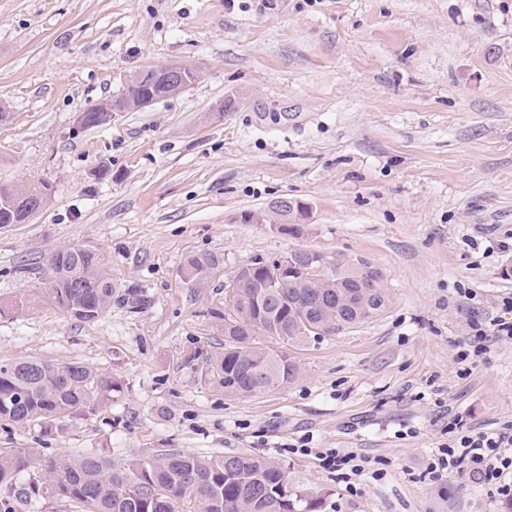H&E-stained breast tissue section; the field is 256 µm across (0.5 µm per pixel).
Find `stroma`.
I'll list each match as a JSON object with an SVG mask.
<instances>
[{
	"instance_id": "obj_1",
	"label": "stroma",
	"mask_w": 512,
	"mask_h": 512,
	"mask_svg": "<svg viewBox=\"0 0 512 512\" xmlns=\"http://www.w3.org/2000/svg\"><path fill=\"white\" fill-rule=\"evenodd\" d=\"M195 67L189 90L112 124L83 110L137 71ZM0 183L48 203L0 224V363L79 361L122 389L59 429L0 423V448L164 451L280 463L322 512H500L494 486L427 466L454 441L512 425V340L487 338L512 297V0H0ZM304 204L298 235L270 204ZM97 249L120 289L93 322L57 307L47 258ZM295 249L381 269L380 317L287 347L296 381L231 396L185 368L224 347L210 316L256 258ZM219 263L188 285L185 260ZM351 453L359 475L321 466Z\"/></svg>"
}]
</instances>
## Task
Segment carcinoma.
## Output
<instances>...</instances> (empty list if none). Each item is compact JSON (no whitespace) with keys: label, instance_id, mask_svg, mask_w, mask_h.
Masks as SVG:
<instances>
[{"label":"carcinoma","instance_id":"cac0c4a2","mask_svg":"<svg viewBox=\"0 0 512 512\" xmlns=\"http://www.w3.org/2000/svg\"><path fill=\"white\" fill-rule=\"evenodd\" d=\"M43 183L0 185V224L25 220V203L35 200ZM305 211L291 203L275 216L284 231H298ZM286 288L261 299L263 266L254 260L253 280L239 289L232 311L214 309L218 322L250 324L249 334L224 337V351L193 352L184 365L226 392L250 396L284 386L300 373L284 352L254 347L268 336L285 346L300 344L317 327L325 333L354 328L382 315L389 295L376 270L365 276L357 264L328 263L320 278L310 273L311 259L322 253L297 249ZM219 263L212 254L192 255L183 267L187 284L200 285ZM54 302L73 318L91 322L116 301L133 312L146 305L143 295L119 292L104 271L98 251L79 247L54 250L47 261ZM111 375L76 361L29 358L0 365V422L25 426L51 425L73 415L95 412L99 402L119 391ZM28 477L25 493L65 498L81 512H318L321 497L292 481L277 462L247 453L205 458L185 452L132 459L120 466L102 455H59L43 458L35 448H0V489H14Z\"/></svg>","mask_w":512,"mask_h":512}]
</instances>
